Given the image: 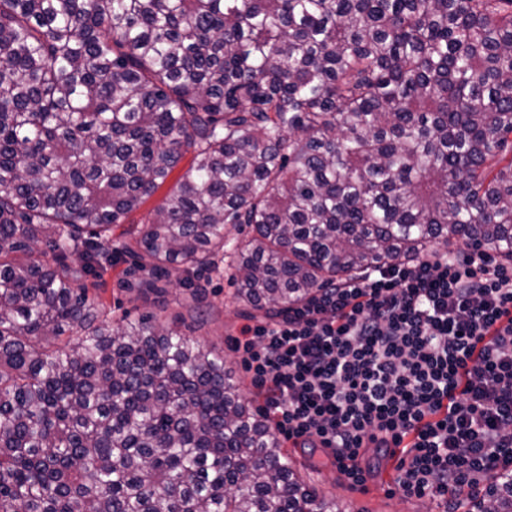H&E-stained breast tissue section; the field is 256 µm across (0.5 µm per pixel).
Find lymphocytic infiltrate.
<instances>
[{
  "instance_id": "lymphocytic-infiltrate-1",
  "label": "lymphocytic infiltrate",
  "mask_w": 512,
  "mask_h": 512,
  "mask_svg": "<svg viewBox=\"0 0 512 512\" xmlns=\"http://www.w3.org/2000/svg\"><path fill=\"white\" fill-rule=\"evenodd\" d=\"M236 346L285 438L364 481L366 448H400L405 493L512 476V265L436 253L319 289L243 325Z\"/></svg>"
}]
</instances>
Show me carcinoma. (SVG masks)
I'll return each instance as SVG.
<instances>
[{"mask_svg": "<svg viewBox=\"0 0 512 512\" xmlns=\"http://www.w3.org/2000/svg\"><path fill=\"white\" fill-rule=\"evenodd\" d=\"M458 243L512 262V0H0V512H344L88 278L227 270L268 313ZM190 155H186L174 172L170 175L165 184H163L147 201L135 212L131 213L125 221V227L130 224H144L151 217L155 208L162 202L169 189L173 186L177 178L189 167Z\"/></svg>", "mask_w": 512, "mask_h": 512, "instance_id": "carcinoma-1", "label": "carcinoma"}]
</instances>
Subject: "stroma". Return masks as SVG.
Here are the masks:
<instances>
[{"mask_svg":"<svg viewBox=\"0 0 512 512\" xmlns=\"http://www.w3.org/2000/svg\"><path fill=\"white\" fill-rule=\"evenodd\" d=\"M131 266V259L123 258L100 280L98 295L111 308L113 317H120L123 311L128 310L135 316L154 315L157 322L164 325L176 320L183 321L191 326L195 339L222 355L226 365L235 370L242 395L254 406H261L262 400L250 373L246 371L240 356L228 345L229 337L238 335L246 322L243 307L234 299V286L229 277L212 279L205 298L207 315L204 321L198 322L190 313L192 301L187 288L180 283V272L171 273L165 294L141 295L122 287ZM283 447L300 475L325 497L340 502L347 512H444L439 500L404 493L398 482V471L384 464L382 454L376 449H367L361 461L362 467L373 475L376 482L375 488L368 490L351 484L336 470L330 469L322 451L301 448L288 440L284 441Z\"/></svg>","mask_w":512,"mask_h":512,"instance_id":"35a3bbf8","label":"stroma"}]
</instances>
